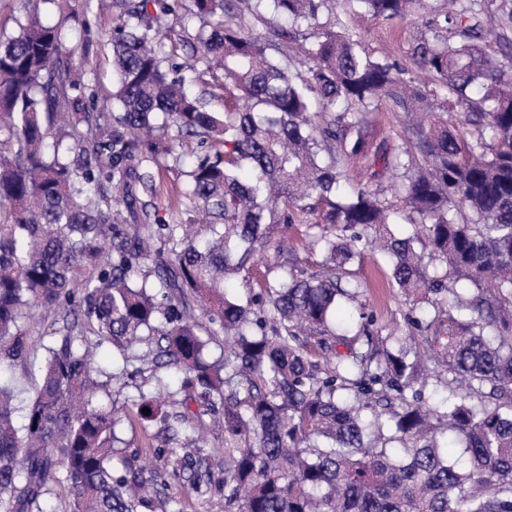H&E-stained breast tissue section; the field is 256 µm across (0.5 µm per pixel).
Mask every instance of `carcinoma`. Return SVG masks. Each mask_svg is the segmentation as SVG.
Returning <instances> with one entry per match:
<instances>
[{
	"label": "carcinoma",
	"instance_id": "obj_1",
	"mask_svg": "<svg viewBox=\"0 0 512 512\" xmlns=\"http://www.w3.org/2000/svg\"><path fill=\"white\" fill-rule=\"evenodd\" d=\"M327 2L192 0L206 26L196 79L236 91L211 112L163 52L161 15L181 0H112L117 86L91 112L89 85L57 70L61 29L18 0L24 20L0 33V372L24 364L41 384L20 423L0 382V512H42L59 466L71 512H143L160 494L112 465L120 419L76 341L90 326L122 352L112 379L151 361L130 397L142 423L173 368L183 399L167 430L185 434L194 403L224 429L227 512H512V73L490 41L508 40L512 0H447L402 60L319 22ZM423 2L343 6L395 25ZM304 25L302 77L289 48ZM383 106L433 114L378 155L408 234L371 186L338 192L343 155L363 152L367 114ZM61 120L70 144L50 138ZM177 141L196 144L177 202L199 219L152 224ZM308 214L306 267L275 230ZM376 246L409 305L406 334L382 333L361 300ZM232 277L258 285L244 304L223 292ZM34 304L57 315L42 359L23 328ZM344 305L358 308L351 334L336 328ZM220 333L224 357L211 359Z\"/></svg>",
	"mask_w": 512,
	"mask_h": 512
}]
</instances>
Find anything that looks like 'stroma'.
<instances>
[{
    "mask_svg": "<svg viewBox=\"0 0 512 512\" xmlns=\"http://www.w3.org/2000/svg\"><path fill=\"white\" fill-rule=\"evenodd\" d=\"M42 19L50 25H64L71 43L79 54L85 56L84 68L86 81L93 86L99 100L110 99L115 84L112 68L111 32L117 22L116 12H99L88 7L85 0H57L55 5L42 7ZM366 45L374 50L388 49L393 55H405L412 43L420 35L418 15L407 16L397 26L389 27L368 21L363 25ZM191 152H184L178 166L162 172L163 191L155 201L152 214L160 224L188 223L191 214L175 202V192L186 182L185 173L193 163ZM385 259L367 261L360 276L366 280L368 288L366 300L374 312L379 324L393 322L404 323L408 311L407 305L398 288L388 280ZM123 365L120 353L108 341H101L95 357L96 368L111 370ZM126 366V365H123ZM127 374L116 384L106 386L101 395L102 403L111 405L121 416L122 422L117 428L125 446L123 455L144 456L151 440L161 439L164 424L156 420L140 424L137 419L129 418L128 398L143 379L136 365H128ZM207 448L204 459H192L179 467H171L165 460L151 458L143 469V478L165 476L167 480L166 501L176 503L181 512H224V493L218 486L199 485L200 472L210 471L215 479L221 478L224 467V435L220 429L209 428L206 436Z\"/></svg>",
    "mask_w": 512,
    "mask_h": 512,
    "instance_id": "obj_1",
    "label": "stroma"
}]
</instances>
